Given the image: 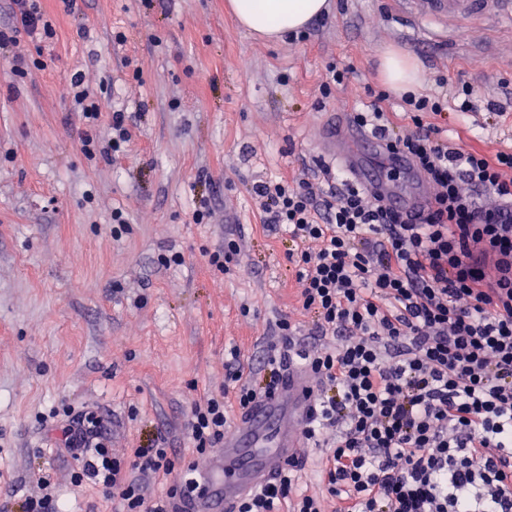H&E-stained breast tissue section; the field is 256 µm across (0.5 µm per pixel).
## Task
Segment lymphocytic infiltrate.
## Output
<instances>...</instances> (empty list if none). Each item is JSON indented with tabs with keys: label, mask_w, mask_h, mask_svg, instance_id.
<instances>
[{
	"label": "lymphocytic infiltrate",
	"mask_w": 512,
	"mask_h": 512,
	"mask_svg": "<svg viewBox=\"0 0 512 512\" xmlns=\"http://www.w3.org/2000/svg\"><path fill=\"white\" fill-rule=\"evenodd\" d=\"M0 50L19 35L53 38L34 0H11ZM439 95H405L412 133L397 134L380 103L352 119L408 153L433 189L428 209L406 216L371 200L330 168L254 188L267 224L297 244L303 309L318 322L293 355L268 351L257 376L226 363L239 411L276 391L289 366L309 371L315 394L303 429L326 451L325 479L339 512H512V151L452 147L427 120ZM224 391L195 403L188 427L197 454L223 447ZM63 446L122 512H178L198 489L195 464L172 449L112 452L95 412H68ZM302 462L245 494L235 512H324L296 489ZM165 493L148 496L151 481Z\"/></svg>",
	"instance_id": "obj_1"
}]
</instances>
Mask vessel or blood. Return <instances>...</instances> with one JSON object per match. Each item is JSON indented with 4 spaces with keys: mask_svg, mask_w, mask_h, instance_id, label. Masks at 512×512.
I'll return each mask as SVG.
<instances>
[{
    "mask_svg": "<svg viewBox=\"0 0 512 512\" xmlns=\"http://www.w3.org/2000/svg\"><path fill=\"white\" fill-rule=\"evenodd\" d=\"M408 16L441 25L448 19L496 22L512 18V0H397ZM320 157L342 166L353 184L406 215L427 208L431 187L403 151L390 149L345 116L328 120L316 140ZM314 380L289 369L282 389L256 402L216 454L202 493L186 512H230L250 489L273 480L300 446Z\"/></svg>",
    "mask_w": 512,
    "mask_h": 512,
    "instance_id": "b4317fda",
    "label": "vessel or blood"
}]
</instances>
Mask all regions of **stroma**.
I'll return each instance as SVG.
<instances>
[{
  "instance_id": "1",
  "label": "stroma",
  "mask_w": 512,
  "mask_h": 512,
  "mask_svg": "<svg viewBox=\"0 0 512 512\" xmlns=\"http://www.w3.org/2000/svg\"><path fill=\"white\" fill-rule=\"evenodd\" d=\"M225 2L77 0L67 14L60 0H37L53 42L24 34L0 55V512H21L20 491L45 475L71 512H119L92 480L72 483V455L42 426L66 407L102 415L114 454L162 437L208 467L185 430L193 404L223 387L228 360L258 367L280 317L305 333L317 322L299 307L296 244L267 229L253 188L321 182L316 129L384 91V51L417 59L421 94L471 85L476 111L438 122L456 147L512 146V24L455 19L435 32L389 0H328L306 40L269 44ZM16 55L49 64L19 77ZM333 66L349 75L325 100ZM77 76L93 92L110 83L96 138L123 110L125 156L83 148ZM202 198L215 211L208 224L192 219ZM116 210L126 218L118 234ZM228 233L241 253L220 274L208 254ZM174 252L182 265L159 264Z\"/></svg>"
}]
</instances>
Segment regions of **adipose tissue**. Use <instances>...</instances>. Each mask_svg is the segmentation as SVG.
Listing matches in <instances>:
<instances>
[{"label": "adipose tissue", "mask_w": 512, "mask_h": 512, "mask_svg": "<svg viewBox=\"0 0 512 512\" xmlns=\"http://www.w3.org/2000/svg\"><path fill=\"white\" fill-rule=\"evenodd\" d=\"M327 0H228V7L242 28L270 42L302 30L319 17ZM390 90L403 94L420 83L417 61L400 51H390L383 61Z\"/></svg>", "instance_id": "adipose-tissue-1"}]
</instances>
